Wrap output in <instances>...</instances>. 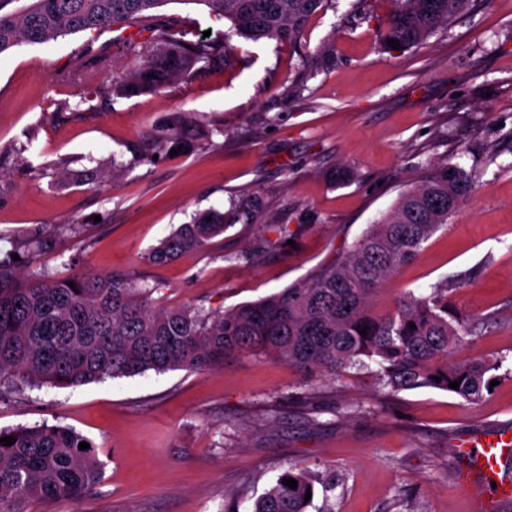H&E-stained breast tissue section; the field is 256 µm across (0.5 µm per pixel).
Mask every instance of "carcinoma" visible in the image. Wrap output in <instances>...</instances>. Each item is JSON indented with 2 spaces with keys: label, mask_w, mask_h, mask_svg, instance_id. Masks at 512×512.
<instances>
[{
  "label": "carcinoma",
  "mask_w": 512,
  "mask_h": 512,
  "mask_svg": "<svg viewBox=\"0 0 512 512\" xmlns=\"http://www.w3.org/2000/svg\"><path fill=\"white\" fill-rule=\"evenodd\" d=\"M0 55L24 43H42L86 30L139 26L151 32L138 64L112 84L116 97L157 91L188 78L197 64L222 60L224 40H182L157 14L170 0H34L25 11H3ZM380 33L408 49L422 44L461 13L468 0H393ZM230 23L246 40H298L308 19L328 0H194ZM477 188L476 176L447 159L433 163L378 222L334 262L279 293L222 313L198 308L158 309L150 292L127 275L77 273L75 287L45 275L24 276L11 257L0 259V383L79 387L148 370L201 371L236 352L270 354L303 372L340 377L374 366L392 392L434 388L467 402L489 392L503 360L454 362L453 352L476 332L451 309L448 284L422 295L411 290L387 314L371 312L374 295ZM230 219L216 210L182 224L148 255L155 263L202 250ZM415 327H410V324ZM366 331L361 336L359 330ZM440 377L441 381L434 380ZM460 382L459 389L449 387ZM0 512H24L38 499L78 501L100 482L91 440L68 426L0 429ZM89 448L81 450L79 443ZM284 478L298 482L295 489ZM314 480L291 468L254 503L252 512H307Z\"/></svg>",
  "instance_id": "cac0c4a2"
}]
</instances>
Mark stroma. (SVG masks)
<instances>
[{
  "instance_id": "stroma-1",
  "label": "stroma",
  "mask_w": 512,
  "mask_h": 512,
  "mask_svg": "<svg viewBox=\"0 0 512 512\" xmlns=\"http://www.w3.org/2000/svg\"><path fill=\"white\" fill-rule=\"evenodd\" d=\"M392 0H330L301 40L232 38L225 61L127 98L139 27L85 31L0 55V256L66 279L132 275L157 307L221 312L280 292L337 259L428 164L452 159L478 187L375 295L449 286L481 317L456 359L512 362V0H469L422 45L381 46ZM165 16L179 37L229 26L193 0ZM90 66L88 84L61 73ZM183 119L192 150L162 129ZM350 179L335 180L336 169ZM237 221L203 250L147 253L195 214ZM287 225L280 235L279 225ZM51 234L52 248L29 244ZM67 425L93 441L102 478L80 503L26 512H251L289 468L308 469V512H473L456 449L512 427V374L475 403L437 389L391 392L373 369L308 374L243 353L200 372H147L77 388H0V429Z\"/></svg>"
}]
</instances>
